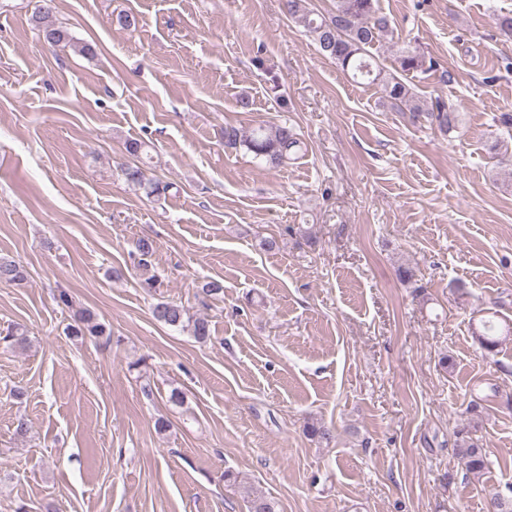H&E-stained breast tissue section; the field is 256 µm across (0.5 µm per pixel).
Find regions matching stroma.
Listing matches in <instances>:
<instances>
[{
  "instance_id": "35a3bbf8",
  "label": "stroma",
  "mask_w": 512,
  "mask_h": 512,
  "mask_svg": "<svg viewBox=\"0 0 512 512\" xmlns=\"http://www.w3.org/2000/svg\"><path fill=\"white\" fill-rule=\"evenodd\" d=\"M38 4L0 0V256L26 271L0 285V334L27 331L0 341V512H248L255 491L280 512L511 499L512 335L489 354L475 334L512 323V164L492 150L512 115L497 29L512 0H379L394 34L375 55L436 61L409 80L456 106L445 134L344 76L283 0H55L76 43L52 50ZM283 122L303 148L279 167L224 146L225 124ZM135 139L161 198L118 174ZM213 280L223 294L203 299ZM161 300L208 316L211 340L156 321ZM84 310L110 339L66 335ZM309 417L331 445L304 435ZM464 429L481 474L457 458Z\"/></svg>"
}]
</instances>
